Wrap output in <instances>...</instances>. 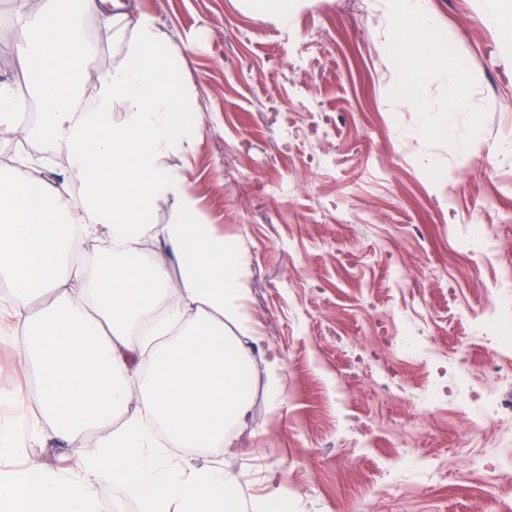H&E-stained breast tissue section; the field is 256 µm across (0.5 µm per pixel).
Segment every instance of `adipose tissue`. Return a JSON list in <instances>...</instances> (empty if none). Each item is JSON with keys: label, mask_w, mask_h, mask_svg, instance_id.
Returning <instances> with one entry per match:
<instances>
[{"label": "adipose tissue", "mask_w": 512, "mask_h": 512, "mask_svg": "<svg viewBox=\"0 0 512 512\" xmlns=\"http://www.w3.org/2000/svg\"><path fill=\"white\" fill-rule=\"evenodd\" d=\"M390 64L398 91L420 112L438 77L455 110L464 76L444 59L438 20L420 0H390ZM113 17L137 40L127 63L102 73L90 107L79 105L76 73L90 53L71 12L44 4L15 20L18 49L34 62L30 93L43 111L42 134L62 148L83 193L33 178L29 160L0 171V280L19 300L7 308L15 350L37 384L36 421L17 439L0 420V458L21 444L83 439L72 478L54 481L37 462L0 472V512H97L95 486L108 477L142 512H215L235 506L239 456L234 429L248 425L240 390L248 353L234 330L248 320L241 264L223 236L201 225L155 221L159 198L197 210L185 174L160 165L168 150L192 139L179 71L165 63L155 19L138 0H112ZM124 102L131 125L112 124ZM102 232L113 250L89 271L84 245ZM162 242L145 260L141 247ZM38 298L42 307L31 312ZM154 369L143 376L144 360ZM220 448L222 463L174 462L168 448Z\"/></svg>", "instance_id": "adipose-tissue-1"}]
</instances>
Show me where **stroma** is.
<instances>
[{
    "label": "stroma",
    "mask_w": 512,
    "mask_h": 512,
    "mask_svg": "<svg viewBox=\"0 0 512 512\" xmlns=\"http://www.w3.org/2000/svg\"><path fill=\"white\" fill-rule=\"evenodd\" d=\"M139 3L199 129L160 162L188 176L197 222L223 235L250 289L246 512L273 476L295 512H512V419L476 437L461 407L496 351L476 325L512 327L492 294L512 278V41L486 24V0H423L470 77L448 138L420 132L447 103L440 80L425 85L429 115L394 91L385 0H292L265 20L257 0ZM83 20L87 103L136 36L96 11ZM25 151L39 179L67 178L37 121L0 140V169ZM1 391L23 401L0 417L29 421L34 381L7 347Z\"/></svg>",
    "instance_id": "35a3bbf8"
}]
</instances>
